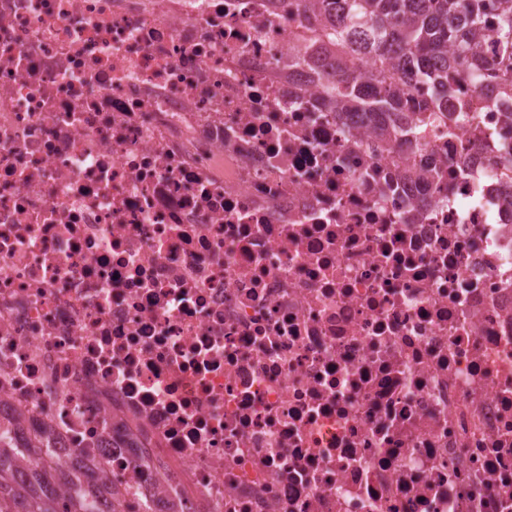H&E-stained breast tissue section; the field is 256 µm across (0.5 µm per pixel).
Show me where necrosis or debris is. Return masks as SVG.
<instances>
[{"label": "necrosis or debris", "mask_w": 512, "mask_h": 512, "mask_svg": "<svg viewBox=\"0 0 512 512\" xmlns=\"http://www.w3.org/2000/svg\"><path fill=\"white\" fill-rule=\"evenodd\" d=\"M288 0H0V424L116 512H512L508 105L397 144Z\"/></svg>", "instance_id": "1"}]
</instances>
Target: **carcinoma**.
<instances>
[{"mask_svg": "<svg viewBox=\"0 0 512 512\" xmlns=\"http://www.w3.org/2000/svg\"><path fill=\"white\" fill-rule=\"evenodd\" d=\"M486 0H294L297 14L313 15L310 62L336 112L365 117L379 134L396 141L407 105L403 88L432 85L433 108L448 99V71H464L477 93L497 103L512 97V74L492 67L482 56ZM490 25L503 60H512V0H497ZM365 57L377 74L355 76L345 58ZM43 445L17 451L16 459L35 466ZM0 512H59L53 493L18 481L16 471L0 465ZM65 512H99L89 494L75 491Z\"/></svg>", "mask_w": 512, "mask_h": 512, "instance_id": "carcinoma-1", "label": "carcinoma"}]
</instances>
